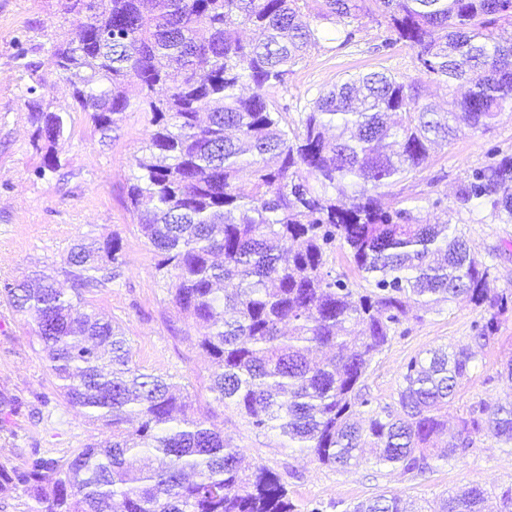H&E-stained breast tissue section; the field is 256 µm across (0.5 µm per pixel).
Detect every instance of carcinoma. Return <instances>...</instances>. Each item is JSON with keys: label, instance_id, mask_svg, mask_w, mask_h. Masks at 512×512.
I'll use <instances>...</instances> for the list:
<instances>
[{"label": "carcinoma", "instance_id": "cac0c4a2", "mask_svg": "<svg viewBox=\"0 0 512 512\" xmlns=\"http://www.w3.org/2000/svg\"><path fill=\"white\" fill-rule=\"evenodd\" d=\"M84 22L53 45L50 64L100 139L130 108L153 130L134 159L126 203L169 280L179 313L208 327L198 347L215 366L214 403L235 405L330 467L379 465L413 475L468 453L474 437L512 448V402L481 404L448 429V403L509 312L495 266L444 224L387 206L385 188L421 168L433 146L486 129L512 105V0H58ZM386 22L382 46L417 49L425 72L464 94L440 110L385 72L352 75L313 100L293 127L266 91L319 42V23ZM37 174L55 171L65 120L27 101ZM512 224V155L473 170L455 203ZM341 252L368 288L329 268ZM124 265L121 240L82 238L55 278L0 283L29 317L65 402L111 439L70 457L32 448L0 466V512L22 492L35 512H294L281 476L244 465L239 450L165 378L132 361L111 318L85 296ZM486 313L473 342L407 363L394 405L374 404L364 379L414 309L458 298ZM368 417L356 419L359 408ZM22 402L0 391V431ZM350 512H411L378 495ZM427 512H512L480 486Z\"/></svg>", "mask_w": 512, "mask_h": 512}]
</instances>
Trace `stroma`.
<instances>
[{"label": "stroma", "mask_w": 512, "mask_h": 512, "mask_svg": "<svg viewBox=\"0 0 512 512\" xmlns=\"http://www.w3.org/2000/svg\"><path fill=\"white\" fill-rule=\"evenodd\" d=\"M77 22L59 13L56 0H0V282L34 269L58 273L71 247L84 237L116 235L125 265L107 288L88 295V309L112 316L125 329L134 362L146 371L171 377L186 389L195 406L211 400L212 367L197 346L200 326L182 319L156 270L157 257L126 204L134 156L145 146L151 126L145 113L124 112L111 139L100 140L85 113L72 109L71 90L49 63L54 41ZM350 43L336 39L309 48L285 85L267 95L284 110L289 124L318 95L351 74L384 71L422 86L427 98L447 104L445 85L425 74L417 51L404 43L381 45L383 24L363 18ZM45 111L64 113L67 130L55 146L58 171L37 175L42 155L32 145L28 87ZM512 155V109L484 131H460L432 153L423 170L389 187L390 196L418 207L421 217L449 222L477 253L497 249L495 288L512 286V224L493 223L484 207L457 211L454 191L475 168ZM483 312L466 303L406 320L401 335L377 354L365 384L376 402L393 403L402 373L412 357L435 348L469 342ZM512 360V311L503 318L449 408L459 414L494 404L512 393L499 378ZM0 389L20 397L25 410L0 433V464L19 467L31 446L53 455L70 454L103 437L79 409L63 403L32 335L30 318L0 301ZM214 424L253 463L282 474L295 512H348L350 506L379 494L397 495L413 505H430L460 487L479 484L494 498L512 491V450L479 435L474 448L456 461L434 463L425 477L399 469L364 464L337 470L288 447L276 431L254 429L232 405L216 408Z\"/></svg>", "instance_id": "1"}]
</instances>
